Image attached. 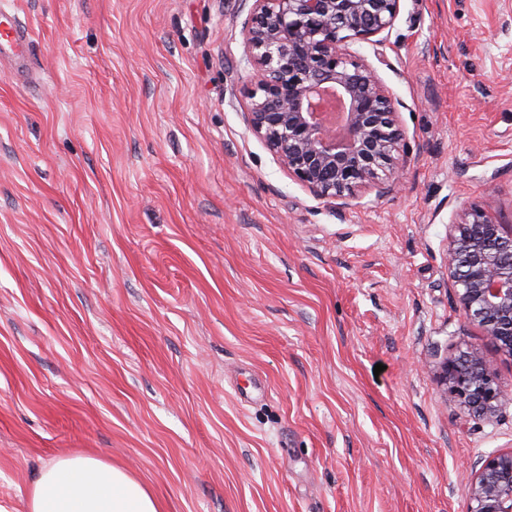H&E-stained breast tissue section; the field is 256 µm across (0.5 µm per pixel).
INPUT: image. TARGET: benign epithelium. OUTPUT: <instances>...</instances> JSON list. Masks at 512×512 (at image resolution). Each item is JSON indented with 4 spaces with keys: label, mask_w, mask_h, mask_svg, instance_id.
Listing matches in <instances>:
<instances>
[{
    "label": "benign epithelium",
    "mask_w": 512,
    "mask_h": 512,
    "mask_svg": "<svg viewBox=\"0 0 512 512\" xmlns=\"http://www.w3.org/2000/svg\"><path fill=\"white\" fill-rule=\"evenodd\" d=\"M400 0H253L244 27L255 88L246 119L280 166L316 196L345 200L400 182L402 132L376 71L349 49L390 30ZM445 263L465 319L512 358V232L471 206L452 225ZM438 379L470 415L512 404L467 345L445 358ZM468 512H512V449L465 472Z\"/></svg>",
    "instance_id": "1"
}]
</instances>
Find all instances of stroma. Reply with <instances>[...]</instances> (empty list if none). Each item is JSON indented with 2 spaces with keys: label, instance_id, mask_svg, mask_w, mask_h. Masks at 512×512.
Returning a JSON list of instances; mask_svg holds the SVG:
<instances>
[{
  "label": "stroma",
  "instance_id": "obj_1",
  "mask_svg": "<svg viewBox=\"0 0 512 512\" xmlns=\"http://www.w3.org/2000/svg\"><path fill=\"white\" fill-rule=\"evenodd\" d=\"M0 62V507L61 455L162 512H467L512 448L438 382L464 344L449 232L512 229V0H400L377 72L392 190L322 199L249 129L248 0H10ZM382 372H375V365ZM27 56L25 28L15 10L0 7V60L10 58L21 65Z\"/></svg>",
  "mask_w": 512,
  "mask_h": 512
}]
</instances>
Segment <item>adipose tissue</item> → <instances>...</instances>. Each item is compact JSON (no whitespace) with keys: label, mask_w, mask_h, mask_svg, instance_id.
Returning <instances> with one entry per match:
<instances>
[{"label":"adipose tissue","mask_w":512,"mask_h":512,"mask_svg":"<svg viewBox=\"0 0 512 512\" xmlns=\"http://www.w3.org/2000/svg\"><path fill=\"white\" fill-rule=\"evenodd\" d=\"M27 512H162L126 468L89 454L59 457L39 472Z\"/></svg>","instance_id":"obj_1"}]
</instances>
